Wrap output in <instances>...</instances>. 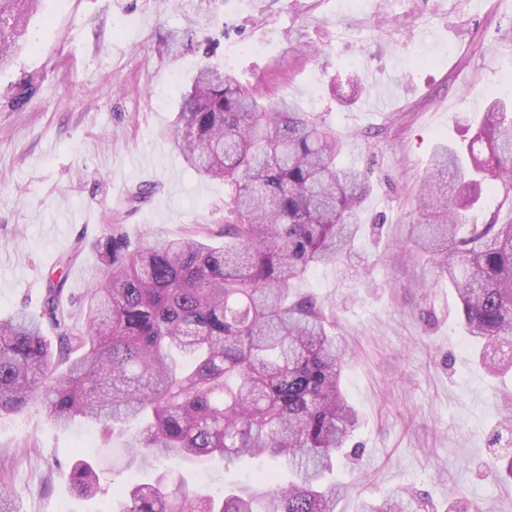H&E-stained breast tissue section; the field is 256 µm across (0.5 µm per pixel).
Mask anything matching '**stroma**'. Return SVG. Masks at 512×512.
Here are the masks:
<instances>
[{
    "mask_svg": "<svg viewBox=\"0 0 512 512\" xmlns=\"http://www.w3.org/2000/svg\"><path fill=\"white\" fill-rule=\"evenodd\" d=\"M220 22L229 73L263 103L324 117L342 162L371 186L348 259L301 283L345 339L343 386L360 415L332 473L348 488L336 512L404 491L419 512L452 500L461 512H512L489 446L512 436V371L486 372L453 289L408 251L435 144L466 142L480 106L512 98V0H222ZM185 29L174 0H43L31 18L29 46L0 69V317L40 314L48 279L64 271L61 305L84 330L86 293L102 276L91 244L116 224L133 238L204 229L222 244L223 180L200 179L169 141L181 87L201 64L171 49ZM263 40L269 52H251ZM335 78L349 103L334 98ZM145 185L151 196L131 204ZM137 434L134 422L114 435L63 428L37 403L0 415V489L17 512H97L129 475L161 473L131 454ZM82 448L103 487L90 500L70 482ZM255 470L250 460L181 468L188 489L217 497H257Z\"/></svg>",
    "mask_w": 512,
    "mask_h": 512,
    "instance_id": "stroma-1",
    "label": "stroma"
}]
</instances>
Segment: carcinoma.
<instances>
[{"label":"carcinoma","mask_w":512,"mask_h":512,"mask_svg":"<svg viewBox=\"0 0 512 512\" xmlns=\"http://www.w3.org/2000/svg\"><path fill=\"white\" fill-rule=\"evenodd\" d=\"M216 0H178L185 48L204 62L181 96L172 146L202 177L221 178L224 244L194 235L131 239L122 224L93 249L104 273L89 292L86 331L60 308L67 276L46 288L42 315L0 319V414L40 404L59 426L81 418L107 433L141 424L131 448L143 460L285 464L257 475L266 512H336L344 487L326 481L359 418L342 389L346 352L315 296L294 285L317 265H337L368 194L364 172L340 164L343 141L320 116L282 99L269 106L213 61ZM40 0H0V68L27 45ZM434 169L455 174L454 196L432 180L416 198L414 243L459 299L464 328L483 350L512 348V219L466 223L483 184L512 213V103L483 110L462 146L442 144ZM57 335L52 349L45 328ZM82 497L100 491L88 458L72 466ZM119 512H254L253 498L220 500L163 473L127 480ZM360 512H416L413 501H365Z\"/></svg>","instance_id":"carcinoma-1"}]
</instances>
